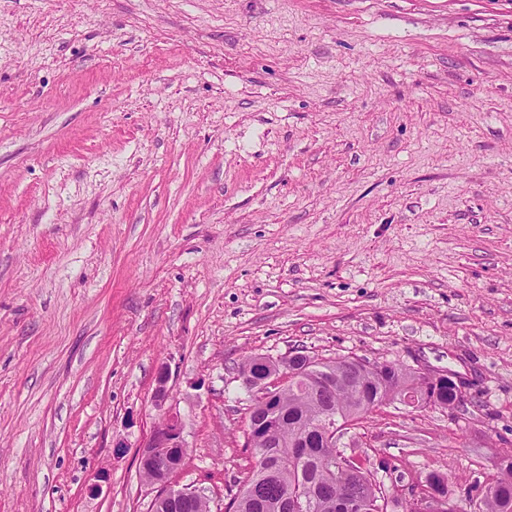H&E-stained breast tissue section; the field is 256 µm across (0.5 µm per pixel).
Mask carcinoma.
<instances>
[{
    "mask_svg": "<svg viewBox=\"0 0 512 512\" xmlns=\"http://www.w3.org/2000/svg\"><path fill=\"white\" fill-rule=\"evenodd\" d=\"M387 390L381 379L342 386L340 399L348 408V418L360 419L357 406L361 395L378 397ZM279 400L285 419L279 424L272 446H267L259 431L247 426V447L253 449L254 465L240 480L242 487L224 504V512H285L288 495L295 486L309 483L317 487L313 512H337V501L350 491H359L377 499H385V487L379 483L360 485L346 470L336 471L332 465L337 448H315L301 456L288 442L299 435L318 429L322 399L303 382L288 381L280 390Z\"/></svg>",
    "mask_w": 512,
    "mask_h": 512,
    "instance_id": "cac0c4a2",
    "label": "carcinoma"
}]
</instances>
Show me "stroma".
I'll list each match as a JSON object with an SVG mask.
<instances>
[{"instance_id":"stroma-1","label":"stroma","mask_w":512,"mask_h":512,"mask_svg":"<svg viewBox=\"0 0 512 512\" xmlns=\"http://www.w3.org/2000/svg\"><path fill=\"white\" fill-rule=\"evenodd\" d=\"M466 385L343 437L479 499L512 455V0H0V512H219L246 358ZM169 373L166 369L160 370L156 378V385L153 392V402L156 407L165 409V405L170 398L169 393ZM184 423L182 418L174 411L172 407L166 408L159 422L154 427L152 438L150 442L139 451V463H151L155 466L160 467L163 471L168 468V449L169 450H180L184 452L181 463L177 468L168 475L166 479L159 482H148L153 481L159 476L157 469L151 467H142L143 476L147 482L152 485H159L160 490L156 495L152 511L153 512H179L177 508L182 509L185 512H211L208 502L205 498L187 503L183 508L182 505L188 497H204L202 492L197 489L182 488L174 489L169 486V479L171 475L178 471L182 466L185 455H186V444L183 437ZM163 499H167L170 502V506L175 509L173 511H160L159 505Z\"/></svg>"}]
</instances>
